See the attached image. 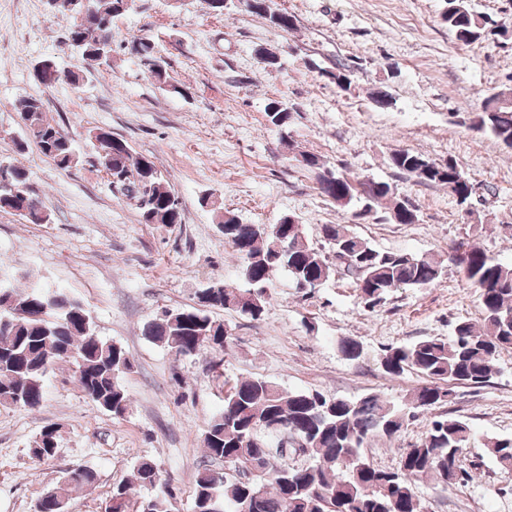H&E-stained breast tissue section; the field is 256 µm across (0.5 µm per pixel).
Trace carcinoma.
I'll return each mask as SVG.
<instances>
[{"instance_id":"carcinoma-1","label":"carcinoma","mask_w":512,"mask_h":512,"mask_svg":"<svg viewBox=\"0 0 512 512\" xmlns=\"http://www.w3.org/2000/svg\"><path fill=\"white\" fill-rule=\"evenodd\" d=\"M51 12L69 20L67 40L88 57L82 69L69 72L68 82L80 86L87 73L112 68V21L136 8V0H90L85 14H69L68 0H50ZM248 10L288 32L295 16L270 10L269 0H251ZM444 20L464 46L504 32L493 30L492 17L474 12L468 0H446ZM130 52L152 62L148 69L159 89L185 93L169 82L167 63L153 56L149 40L131 41ZM485 100L473 130L494 137L512 149V104L489 107ZM24 136L16 141L22 152L34 145L61 170L79 163L73 139L45 117L44 103L25 98L17 107ZM268 123L286 133L292 120L288 103L272 99L265 107ZM96 159L118 182L117 190L135 206L145 224H180L178 198L167 176L147 157L133 155L129 145L103 129L94 134ZM301 167L316 174L321 195L343 205L364 201L353 214L357 220L378 213L389 203L388 218L398 224L417 220L416 206L406 208L394 187L374 179L353 180L320 164L318 156L299 152ZM391 163L417 182L448 191L460 206L469 203L473 184L452 159L436 163L406 150L391 155ZM224 240L242 262L249 287L234 290L213 283L201 290L198 305L164 310L143 326V335L178 357L203 349L224 352L229 335L216 320L214 309L233 308L243 317L261 318L273 273L283 270L293 284L319 288L340 263L324 248L309 243L302 225L288 217L278 224H241L216 206ZM0 212L21 216L31 224L48 222L42 201L31 185L30 172L0 161ZM328 248L350 258L343 266L352 278L360 302L374 308L400 288H428L442 275L440 262L429 256L382 252L350 232L343 224L323 226ZM465 283L474 290L481 323L459 321L448 338H425L390 346L379 358L382 371L400 377L419 373L425 383L399 403L368 394L356 400L330 397L317 390H286L278 384L248 377L224 388L222 409L204 432L203 462L194 479L193 512H424L415 487L426 481L446 491L465 482L461 450L475 434L460 418L439 415L427 425L420 445L406 451L397 471L367 461L362 452L370 441L391 439L420 415L450 402L447 384L481 385L490 380L501 354L512 350V264L489 256L474 241L461 242L448 252ZM342 357L358 361L363 345L352 336L336 341ZM56 364L71 367L84 396L118 419L130 407L122 377L134 368L132 355L122 346L95 334L84 305L57 289L45 292L0 288V405L41 407L45 376ZM59 427H45L32 442V456L50 459L59 448ZM483 446L498 465L512 467V438L486 436ZM220 463L221 469L213 468ZM97 473L90 467L66 472L38 499L35 512H68L73 489L90 487ZM139 485L149 494L133 492ZM171 480L151 460L134 466L133 479L112 486L106 512H172Z\"/></svg>"}]
</instances>
